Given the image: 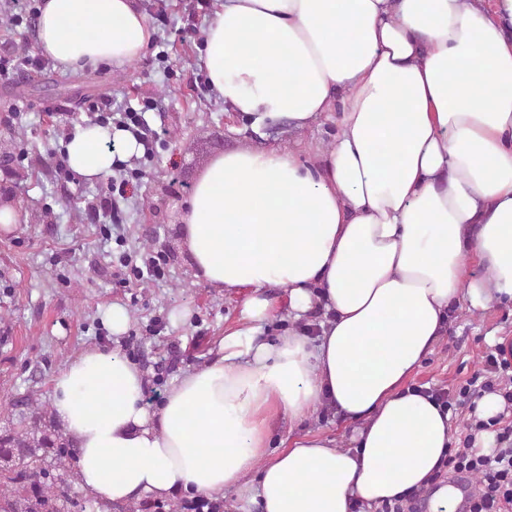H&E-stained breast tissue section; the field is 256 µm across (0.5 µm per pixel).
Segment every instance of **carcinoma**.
<instances>
[{
    "mask_svg": "<svg viewBox=\"0 0 512 512\" xmlns=\"http://www.w3.org/2000/svg\"><path fill=\"white\" fill-rule=\"evenodd\" d=\"M46 416L36 405L30 422L0 432V512H63L75 455Z\"/></svg>",
    "mask_w": 512,
    "mask_h": 512,
    "instance_id": "carcinoma-1",
    "label": "carcinoma"
}]
</instances>
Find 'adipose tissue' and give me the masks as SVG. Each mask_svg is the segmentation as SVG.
Segmentation results:
<instances>
[{"label":"adipose tissue","instance_id":"ef3b65f1","mask_svg":"<svg viewBox=\"0 0 512 512\" xmlns=\"http://www.w3.org/2000/svg\"><path fill=\"white\" fill-rule=\"evenodd\" d=\"M37 44L62 69L140 58L136 0H43ZM216 97L255 134L281 119L335 126L329 149L245 148L194 185L181 236L196 278L244 289L217 358L156 409L119 352L90 348L54 378L52 407L83 491L112 504L236 488L263 512H349L429 487L450 413L407 382L453 305L512 303V0H213L198 50ZM139 151L122 129L76 126L63 159L89 182ZM322 308L318 336L261 334ZM352 449L269 422L322 403ZM269 293L274 297L279 316L273 321L263 324V336L276 341L280 336L284 335L288 329H295L302 332L306 325L305 321L292 322L288 320V293L283 288H269Z\"/></svg>","mask_w":512,"mask_h":512}]
</instances>
